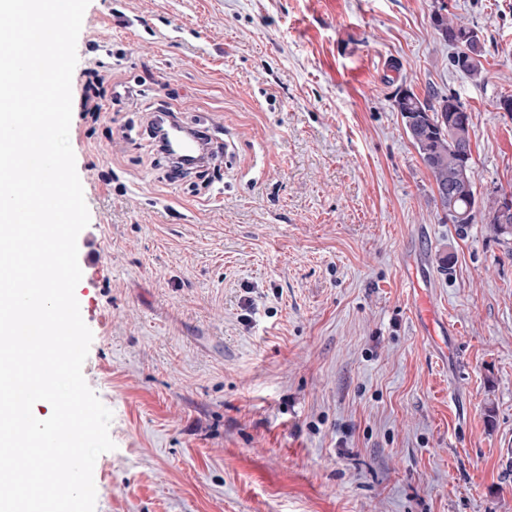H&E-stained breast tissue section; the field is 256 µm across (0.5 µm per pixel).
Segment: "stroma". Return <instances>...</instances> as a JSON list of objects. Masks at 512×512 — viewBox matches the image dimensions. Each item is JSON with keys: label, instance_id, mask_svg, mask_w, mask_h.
Here are the masks:
<instances>
[{"label": "stroma", "instance_id": "stroma-1", "mask_svg": "<svg viewBox=\"0 0 512 512\" xmlns=\"http://www.w3.org/2000/svg\"><path fill=\"white\" fill-rule=\"evenodd\" d=\"M76 51L95 512H512V242L448 223L393 109L455 93L512 187V0H90ZM95 61L146 89L96 123ZM152 105L231 143L208 186L150 166ZM432 23L455 50L450 59L451 66L472 79H482L483 46L478 32L463 22L448 20V16L441 13L432 16Z\"/></svg>", "mask_w": 512, "mask_h": 512}]
</instances>
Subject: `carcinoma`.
Segmentation results:
<instances>
[{"instance_id":"cac0c4a2","label":"carcinoma","mask_w":512,"mask_h":512,"mask_svg":"<svg viewBox=\"0 0 512 512\" xmlns=\"http://www.w3.org/2000/svg\"><path fill=\"white\" fill-rule=\"evenodd\" d=\"M432 23L454 48L451 66L472 79L483 78V46L478 32L440 13L432 16ZM393 107L434 180L448 223L464 229L482 221L491 225L496 235L512 237V213L506 216L503 212L512 190H501L487 206L478 202L470 137L472 118L460 98L453 93L422 98L407 89L396 95Z\"/></svg>"}]
</instances>
